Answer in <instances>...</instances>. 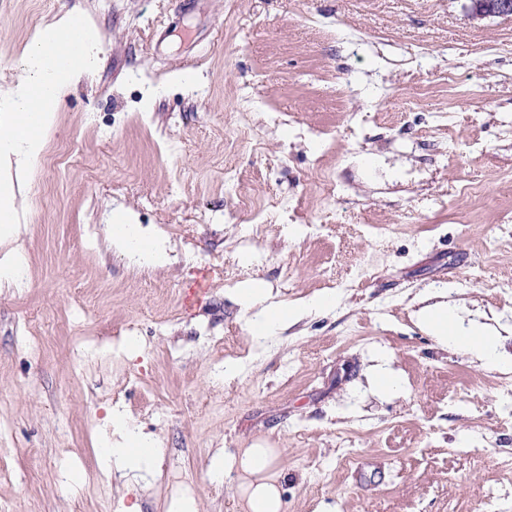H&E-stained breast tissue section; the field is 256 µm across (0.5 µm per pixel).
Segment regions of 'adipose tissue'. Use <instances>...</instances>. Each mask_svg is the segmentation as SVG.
Listing matches in <instances>:
<instances>
[{
  "label": "adipose tissue",
  "mask_w": 512,
  "mask_h": 512,
  "mask_svg": "<svg viewBox=\"0 0 512 512\" xmlns=\"http://www.w3.org/2000/svg\"><path fill=\"white\" fill-rule=\"evenodd\" d=\"M97 43L91 26H77L69 16L48 24L24 54L21 64L25 83L0 92V279H22L25 268L16 241L26 197L15 180L30 174L43 147V136L55 118L54 104L82 71L95 66ZM112 244L128 253L140 266H157L167 260L164 239L132 224L127 211L112 215ZM239 300L250 311V329L256 339L272 337L289 321L309 310H326L336 305L332 295H321L296 305L275 302L264 283L240 289ZM420 322L443 346L467 353L487 364L497 363L499 342L476 322L464 323L457 309L438 302L423 307ZM112 427L119 440L104 446V468L122 474H149L155 455V441L143 435L121 415H113Z\"/></svg>",
  "instance_id": "ef3b65f1"
}]
</instances>
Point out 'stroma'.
Returning <instances> with one entry per match:
<instances>
[{"instance_id": "stroma-1", "label": "stroma", "mask_w": 512, "mask_h": 512, "mask_svg": "<svg viewBox=\"0 0 512 512\" xmlns=\"http://www.w3.org/2000/svg\"><path fill=\"white\" fill-rule=\"evenodd\" d=\"M67 14L98 62L44 138L68 163L31 173L26 284L0 288V505L179 512L178 483L195 512H243V472L210 461L261 447L282 512H512V54L489 52L512 19L464 0H0V88ZM119 208L166 265L112 247ZM256 279L339 303L263 347L238 297ZM440 301L499 336L503 365L418 324ZM383 360L397 395L372 388ZM116 411L160 446L146 479L102 465Z\"/></svg>"}]
</instances>
